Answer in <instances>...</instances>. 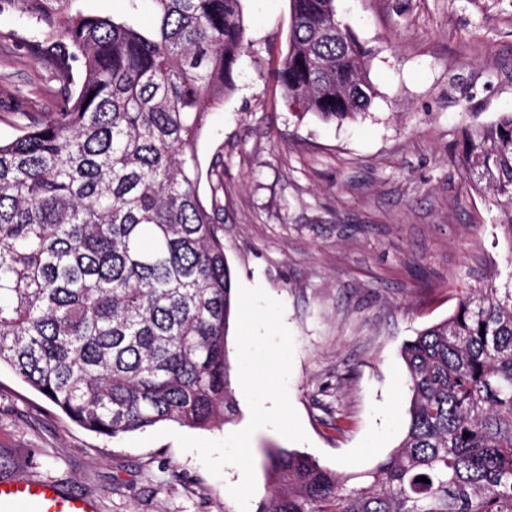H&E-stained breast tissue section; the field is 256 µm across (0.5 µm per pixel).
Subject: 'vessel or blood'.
Here are the masks:
<instances>
[{"label": "vessel or blood", "instance_id": "obj_1", "mask_svg": "<svg viewBox=\"0 0 512 512\" xmlns=\"http://www.w3.org/2000/svg\"><path fill=\"white\" fill-rule=\"evenodd\" d=\"M0 512H97V503L51 482L2 478Z\"/></svg>", "mask_w": 512, "mask_h": 512}]
</instances>
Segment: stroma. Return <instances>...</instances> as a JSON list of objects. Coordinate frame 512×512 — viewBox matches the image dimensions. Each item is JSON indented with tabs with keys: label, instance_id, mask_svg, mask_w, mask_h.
<instances>
[{
	"label": "stroma",
	"instance_id": "obj_1",
	"mask_svg": "<svg viewBox=\"0 0 512 512\" xmlns=\"http://www.w3.org/2000/svg\"><path fill=\"white\" fill-rule=\"evenodd\" d=\"M334 5L372 51L368 112L338 124L290 110L275 79L290 2L243 0L252 48L198 144L203 197L215 193L212 171L223 177L215 194L233 282L280 301L294 339L287 388L307 439L253 434L255 504L267 449L354 474L385 458L409 421L402 342L512 275L499 206L459 165L465 128L512 110V0ZM38 40L26 18L0 16L2 141L61 105ZM2 477L56 482L99 512H239L229 489L242 473L213 476L168 436L134 445L91 432L4 368Z\"/></svg>",
	"mask_w": 512,
	"mask_h": 512
}]
</instances>
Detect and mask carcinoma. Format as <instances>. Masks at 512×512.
Wrapping results in <instances>:
<instances>
[{
    "mask_svg": "<svg viewBox=\"0 0 512 512\" xmlns=\"http://www.w3.org/2000/svg\"><path fill=\"white\" fill-rule=\"evenodd\" d=\"M75 2L0 0L40 29L63 95L0 141V367L109 438L226 424L237 298L197 144L251 48L242 0H149L148 32L134 21L143 0H124L121 19ZM290 6L288 106L357 118L374 96L370 51L336 24L334 0ZM459 162L496 198L512 252V111L468 128ZM400 354L410 420L391 453L348 474L270 448L257 512H512V279L462 298Z\"/></svg>",
    "mask_w": 512,
    "mask_h": 512,
    "instance_id": "cac0c4a2",
    "label": "carcinoma"
}]
</instances>
